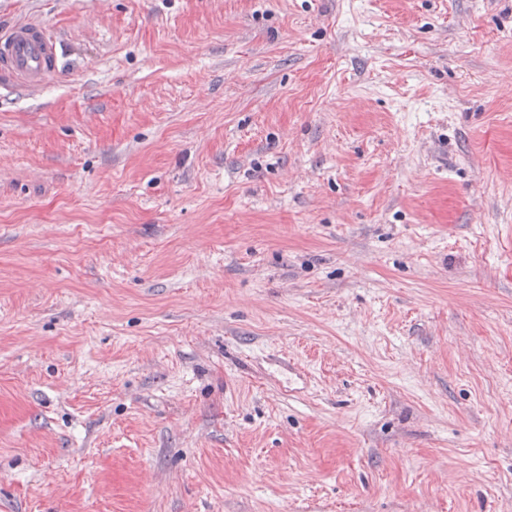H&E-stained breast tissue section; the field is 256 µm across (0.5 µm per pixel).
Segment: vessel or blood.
<instances>
[{
    "mask_svg": "<svg viewBox=\"0 0 512 512\" xmlns=\"http://www.w3.org/2000/svg\"><path fill=\"white\" fill-rule=\"evenodd\" d=\"M56 65L57 46L43 26L22 24L0 34L1 74L36 89Z\"/></svg>",
    "mask_w": 512,
    "mask_h": 512,
    "instance_id": "vessel-or-blood-1",
    "label": "vessel or blood"
}]
</instances>
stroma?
Masks as SVG:
<instances>
[{
	"mask_svg": "<svg viewBox=\"0 0 512 512\" xmlns=\"http://www.w3.org/2000/svg\"><path fill=\"white\" fill-rule=\"evenodd\" d=\"M0 512H512V0H0ZM57 46L38 24H22L0 34V72L26 87L39 88L55 71Z\"/></svg>",
	"mask_w": 512,
	"mask_h": 512,
	"instance_id": "1",
	"label": "stroma"
}]
</instances>
